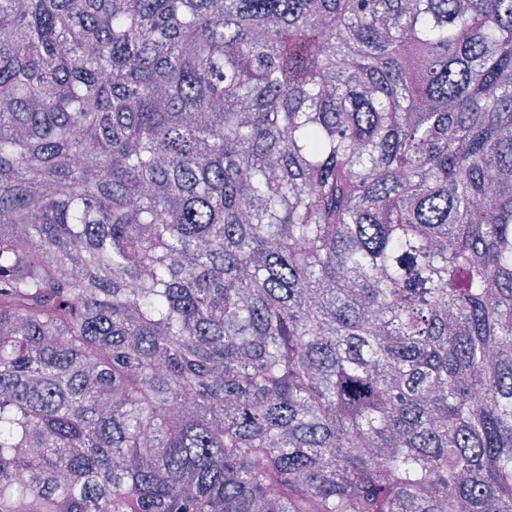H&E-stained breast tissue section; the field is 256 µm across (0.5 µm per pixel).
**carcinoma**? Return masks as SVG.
I'll return each instance as SVG.
<instances>
[{
  "label": "carcinoma",
  "instance_id": "obj_1",
  "mask_svg": "<svg viewBox=\"0 0 512 512\" xmlns=\"http://www.w3.org/2000/svg\"><path fill=\"white\" fill-rule=\"evenodd\" d=\"M512 512V0H0V512Z\"/></svg>",
  "mask_w": 512,
  "mask_h": 512
}]
</instances>
